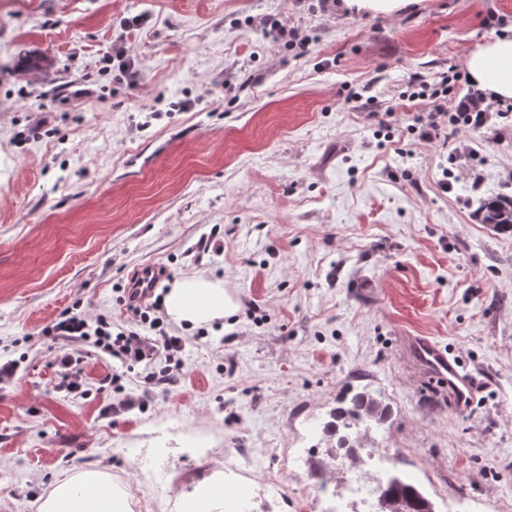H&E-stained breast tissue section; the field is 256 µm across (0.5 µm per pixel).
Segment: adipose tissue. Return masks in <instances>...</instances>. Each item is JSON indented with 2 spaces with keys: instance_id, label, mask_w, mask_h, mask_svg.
<instances>
[{
  "instance_id": "1",
  "label": "adipose tissue",
  "mask_w": 512,
  "mask_h": 512,
  "mask_svg": "<svg viewBox=\"0 0 512 512\" xmlns=\"http://www.w3.org/2000/svg\"><path fill=\"white\" fill-rule=\"evenodd\" d=\"M470 83L486 101L512 99V33L492 36L463 59ZM237 308L223 280L203 274L174 279L164 296L169 319L181 327L222 323ZM38 512H129L127 495L98 469L60 479L41 500Z\"/></svg>"
}]
</instances>
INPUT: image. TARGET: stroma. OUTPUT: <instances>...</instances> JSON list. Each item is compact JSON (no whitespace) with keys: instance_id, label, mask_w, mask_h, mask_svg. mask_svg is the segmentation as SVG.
<instances>
[{"instance_id":"1","label":"stroma","mask_w":512,"mask_h":512,"mask_svg":"<svg viewBox=\"0 0 512 512\" xmlns=\"http://www.w3.org/2000/svg\"><path fill=\"white\" fill-rule=\"evenodd\" d=\"M337 2L0 0V512H37L89 468L132 512H186L240 450L250 481L285 487L257 512H299L324 472L330 512H355L371 448L437 512H512V233L475 217L512 176V119L430 142L413 122L430 95L453 110L471 93L451 75L512 27V0ZM119 38L137 83L101 70ZM149 265L239 298L223 331L171 326L175 384L150 380L164 360L43 336L74 307L141 332L123 290ZM415 336L483 381L469 407L416 362ZM362 389L390 416L351 434V456L312 429ZM417 0H342L339 7L348 13L393 15Z\"/></svg>"}]
</instances>
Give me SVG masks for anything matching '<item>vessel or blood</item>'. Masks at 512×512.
Here are the masks:
<instances>
[{"instance_id": "obj_1", "label": "vessel or blood", "mask_w": 512, "mask_h": 512, "mask_svg": "<svg viewBox=\"0 0 512 512\" xmlns=\"http://www.w3.org/2000/svg\"><path fill=\"white\" fill-rule=\"evenodd\" d=\"M411 345L416 360L447 387L454 404L460 408L466 407L478 387L476 376L463 370L455 358L429 338L415 337Z\"/></svg>"}]
</instances>
